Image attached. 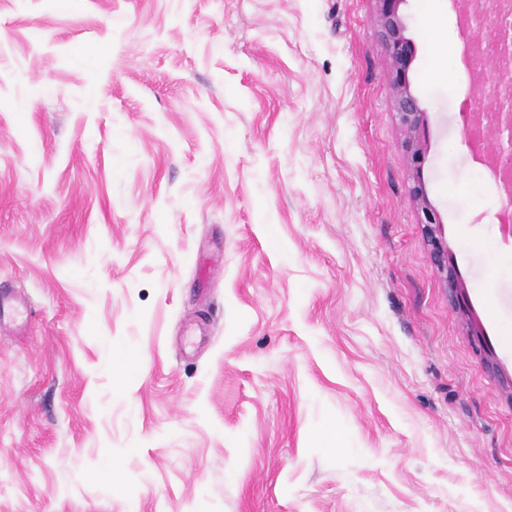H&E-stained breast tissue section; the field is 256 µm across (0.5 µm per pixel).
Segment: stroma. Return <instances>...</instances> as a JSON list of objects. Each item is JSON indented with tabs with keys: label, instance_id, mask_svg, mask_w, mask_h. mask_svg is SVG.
<instances>
[{
	"label": "stroma",
	"instance_id": "35a3bbf8",
	"mask_svg": "<svg viewBox=\"0 0 512 512\" xmlns=\"http://www.w3.org/2000/svg\"><path fill=\"white\" fill-rule=\"evenodd\" d=\"M375 9L0 0V512H512L496 72L406 0L413 170ZM409 196L414 202L417 210L421 211L424 216V222L421 224H427L428 235L434 245V260L443 274L445 283L450 292L458 298V290L462 287L457 280L454 268L448 265L447 250L444 249L441 240L437 236V232L440 231V222L428 197L426 187L421 179L420 173H415L413 183L409 188Z\"/></svg>",
	"mask_w": 512,
	"mask_h": 512
}]
</instances>
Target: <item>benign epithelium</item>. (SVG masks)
Segmentation results:
<instances>
[{
  "mask_svg": "<svg viewBox=\"0 0 512 512\" xmlns=\"http://www.w3.org/2000/svg\"><path fill=\"white\" fill-rule=\"evenodd\" d=\"M375 2L378 33L388 61V81L393 105L411 163L415 168L409 196L417 210L424 216L428 235L434 245V260L450 292L456 295L461 285L454 268L448 265L447 250L437 236V232L440 231V222L420 176L424 148L419 134L424 120V111L409 80V70L414 59V43L407 35V24L400 13V7L406 0H375ZM452 3L464 7L469 27L475 26L473 19L485 15L489 10L488 0H452ZM491 66L501 74V78L479 88L480 94L496 100L495 111L481 116V119L486 121L484 133L498 142L499 146L507 145L512 149V25L510 24H500L499 38L491 54ZM493 172L501 181L505 195L512 198V163H497L493 166Z\"/></svg>",
  "mask_w": 512,
  "mask_h": 512,
  "instance_id": "benign-epithelium-1",
  "label": "benign epithelium"
}]
</instances>
